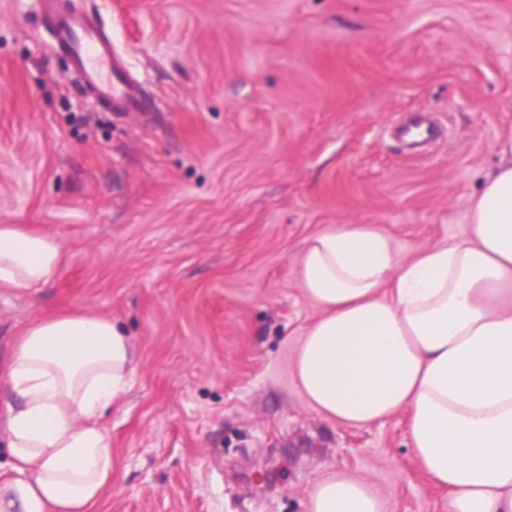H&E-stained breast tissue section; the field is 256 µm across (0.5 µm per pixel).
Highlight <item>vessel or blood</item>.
Masks as SVG:
<instances>
[{
	"instance_id": "vessel-or-blood-1",
	"label": "vessel or blood",
	"mask_w": 512,
	"mask_h": 512,
	"mask_svg": "<svg viewBox=\"0 0 512 512\" xmlns=\"http://www.w3.org/2000/svg\"><path fill=\"white\" fill-rule=\"evenodd\" d=\"M52 32L72 60L71 73L79 84L112 109L129 112L142 105L140 92L121 61L112 41L84 15L61 11L49 19Z\"/></svg>"
}]
</instances>
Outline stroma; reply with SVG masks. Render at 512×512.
<instances>
[{"label": "stroma", "instance_id": "35a3bbf8", "mask_svg": "<svg viewBox=\"0 0 512 512\" xmlns=\"http://www.w3.org/2000/svg\"><path fill=\"white\" fill-rule=\"evenodd\" d=\"M108 32L143 100L69 76L41 0H0V224L58 238L37 295L0 288V372L30 321L122 323L139 363L104 416L100 512H308L330 472L387 512H448L407 415L354 426L303 397L319 311L303 242L379 224L403 258L467 232L512 125V0H68ZM416 112L426 155L392 129Z\"/></svg>", "mask_w": 512, "mask_h": 512}]
</instances>
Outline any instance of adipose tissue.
Returning <instances> with one entry per match:
<instances>
[{
  "mask_svg": "<svg viewBox=\"0 0 512 512\" xmlns=\"http://www.w3.org/2000/svg\"><path fill=\"white\" fill-rule=\"evenodd\" d=\"M500 164L467 209L468 234L403 260L376 224L310 237L298 259L320 314L294 357L326 418L370 424L409 414L411 448L450 512H512V127ZM63 258L54 236L0 224V287L32 295ZM135 348L113 319L80 311L33 322L13 346L11 473L0 512H94L112 483L103 413L129 393ZM309 512H385L374 486L334 472Z\"/></svg>",
  "mask_w": 512,
  "mask_h": 512,
  "instance_id": "obj_1",
  "label": "adipose tissue"
}]
</instances>
